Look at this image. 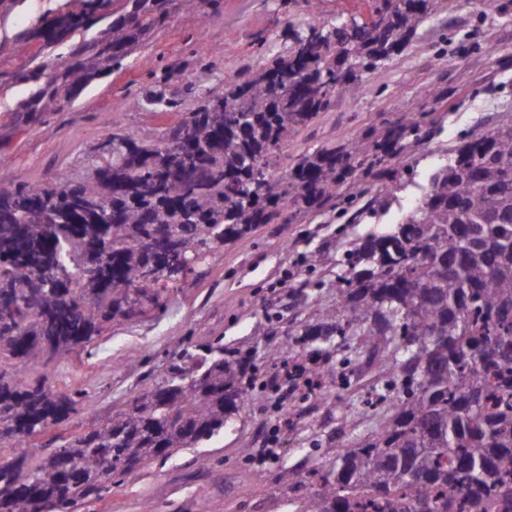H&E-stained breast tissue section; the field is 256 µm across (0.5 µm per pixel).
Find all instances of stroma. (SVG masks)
Listing matches in <instances>:
<instances>
[{"mask_svg":"<svg viewBox=\"0 0 512 512\" xmlns=\"http://www.w3.org/2000/svg\"><path fill=\"white\" fill-rule=\"evenodd\" d=\"M68 0H0V68L29 61L38 41L23 33L66 11ZM373 0H216L200 14L172 10L165 24L128 51L121 69L102 74L43 122L11 123L25 83H0V174L41 182L67 173L89 178L101 145L116 129L157 139L228 77L247 79L269 66L309 25L370 20ZM426 113L435 134L424 150L396 162L405 186L391 208L357 223L329 202L264 224L209 259L199 277L171 292L165 312H146L107 327L95 345L58 368L60 391L86 392L83 410L58 435L102 423L133 395L155 385L170 366V346L185 337L250 356L261 373L240 413L196 448L154 460L75 512H290L279 491L292 470L329 468L332 449L354 445L377 420L364 400L374 367L351 368L345 381L327 375L313 392L285 378V363L307 352L291 321L336 304L331 283L342 247L357 236L403 223L419 203L431 172L451 148L512 112V0H487L469 13L443 0L406 47L373 73L347 83L333 106L288 147L308 154L370 127ZM322 260L308 265L310 253ZM310 280L313 291L292 292Z\"/></svg>","mask_w":512,"mask_h":512,"instance_id":"stroma-1","label":"stroma"}]
</instances>
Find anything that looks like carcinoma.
<instances>
[{
	"label": "carcinoma",
	"mask_w": 512,
	"mask_h": 512,
	"mask_svg": "<svg viewBox=\"0 0 512 512\" xmlns=\"http://www.w3.org/2000/svg\"><path fill=\"white\" fill-rule=\"evenodd\" d=\"M204 0H80L29 34L55 62L15 73L35 86L15 109L17 126L71 103L174 6ZM441 0H382L381 20L357 37L331 23L293 44L253 78L186 113L160 141L112 134L93 177L22 182L0 189V512H74L143 463L196 448L224 430L256 384L250 358L189 338L170 351L154 387L104 424L39 453L31 439L84 406L57 390L56 365L105 325L136 317L133 295L160 309L177 283L228 242L282 211L368 193L361 179L422 149L432 127L420 112L362 138L287 154L299 130L329 109L343 86L400 53ZM93 14L117 15L85 37ZM429 178L402 224L349 243L336 273V306L300 320L301 344L358 339L356 357L389 364L371 435L333 449L314 469L297 512H501L512 509V114L469 135ZM383 185L370 204L391 205ZM63 269L65 279H56Z\"/></svg>",
	"instance_id": "cac0c4a2"
}]
</instances>
